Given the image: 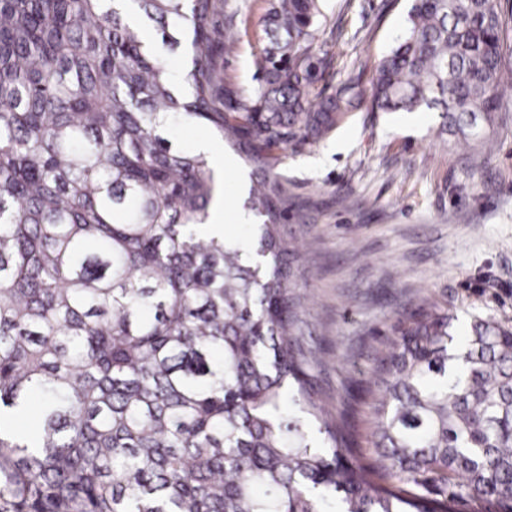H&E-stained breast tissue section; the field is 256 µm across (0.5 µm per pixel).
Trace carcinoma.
Listing matches in <instances>:
<instances>
[{"mask_svg": "<svg viewBox=\"0 0 512 512\" xmlns=\"http://www.w3.org/2000/svg\"><path fill=\"white\" fill-rule=\"evenodd\" d=\"M224 0H0V512H512V330L417 304L378 350L355 455L297 339L279 151L355 108L327 92L320 0H271L238 98ZM501 0H411L368 111L469 141L505 71ZM185 63L173 83L165 52ZM206 126L253 176L251 240L204 235ZM435 486L434 496L419 492Z\"/></svg>", "mask_w": 512, "mask_h": 512, "instance_id": "cac0c4a2", "label": "carcinoma"}]
</instances>
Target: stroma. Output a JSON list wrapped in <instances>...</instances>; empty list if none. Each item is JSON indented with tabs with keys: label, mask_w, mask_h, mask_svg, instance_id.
I'll use <instances>...</instances> for the list:
<instances>
[{
	"label": "stroma",
	"mask_w": 512,
	"mask_h": 512,
	"mask_svg": "<svg viewBox=\"0 0 512 512\" xmlns=\"http://www.w3.org/2000/svg\"><path fill=\"white\" fill-rule=\"evenodd\" d=\"M409 0H322L319 42L329 83L369 94L373 66L403 36ZM268 0H227L224 25L236 41L224 72L237 96L262 83L253 60L263 48ZM486 136L495 144L442 141L430 111L377 113L359 107L318 143L280 152L292 218L282 230L302 244L296 288L304 297L301 343L329 409L346 414L356 456L373 454L374 418L360 393L398 311L447 305L459 334L479 312L512 329V85ZM173 139L212 142L224 158L229 238L251 185L248 168L199 125L171 128Z\"/></svg>",
	"instance_id": "35a3bbf8"
}]
</instances>
